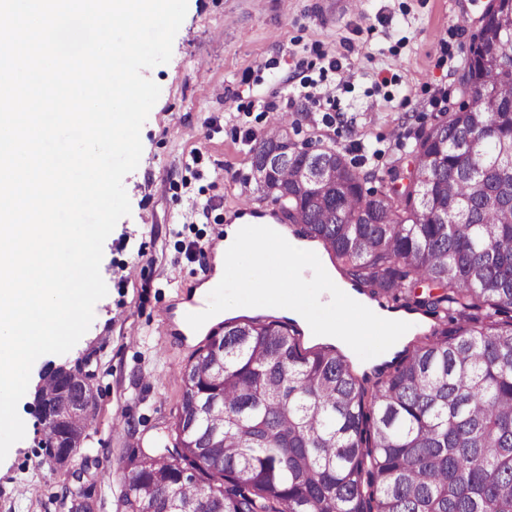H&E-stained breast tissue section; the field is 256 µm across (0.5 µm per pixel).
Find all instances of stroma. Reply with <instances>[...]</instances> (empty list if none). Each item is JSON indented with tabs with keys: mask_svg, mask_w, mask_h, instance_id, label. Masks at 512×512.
<instances>
[{
	"mask_svg": "<svg viewBox=\"0 0 512 512\" xmlns=\"http://www.w3.org/2000/svg\"><path fill=\"white\" fill-rule=\"evenodd\" d=\"M487 0H188L169 63L148 69L161 94L141 130L138 167L123 184L130 216L103 246L108 294L91 327L50 363L89 357L98 409L86 431L84 485L102 512H121L122 458L161 450L177 417L181 375L205 337L188 338L173 314L214 273L198 256L224 233V216L244 198L271 210L258 193L249 135L277 119L263 104L285 92H329L321 105L290 110L289 137L346 152L368 187L406 158L468 62L476 20ZM338 59L340 70L329 67ZM349 70L343 81L341 70ZM25 436L0 462V512H67V468L38 443L34 394L18 403Z\"/></svg>",
	"mask_w": 512,
	"mask_h": 512,
	"instance_id": "obj_1",
	"label": "stroma"
}]
</instances>
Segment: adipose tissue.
Listing matches in <instances>:
<instances>
[{"label": "adipose tissue", "instance_id": "obj_1", "mask_svg": "<svg viewBox=\"0 0 512 512\" xmlns=\"http://www.w3.org/2000/svg\"><path fill=\"white\" fill-rule=\"evenodd\" d=\"M249 229L256 233L258 247L246 254L240 244ZM318 252L316 243L296 238L271 218H234L225 225L224 241L214 256V276L226 277L245 264L252 274L222 304L208 302L209 283L196 287L191 302L176 311L181 330L194 336L220 319L273 311L295 321L310 340L345 350L359 349L367 337H382L383 348L362 360L367 370L428 331V323L417 315L382 308L356 291L330 263L318 259ZM273 263L279 264V275H266V267Z\"/></svg>", "mask_w": 512, "mask_h": 512}]
</instances>
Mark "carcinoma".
<instances>
[{"label": "carcinoma", "mask_w": 512, "mask_h": 512, "mask_svg": "<svg viewBox=\"0 0 512 512\" xmlns=\"http://www.w3.org/2000/svg\"><path fill=\"white\" fill-rule=\"evenodd\" d=\"M457 90L382 189L343 152L262 135L258 191L380 306L435 324L369 389L297 327L224 322L186 365L161 452L124 460V512H512V0H487ZM428 292L419 293L417 289ZM83 399L59 369L45 387ZM76 424H45L59 462ZM71 512H91L85 489Z\"/></svg>", "instance_id": "carcinoma-1"}]
</instances>
